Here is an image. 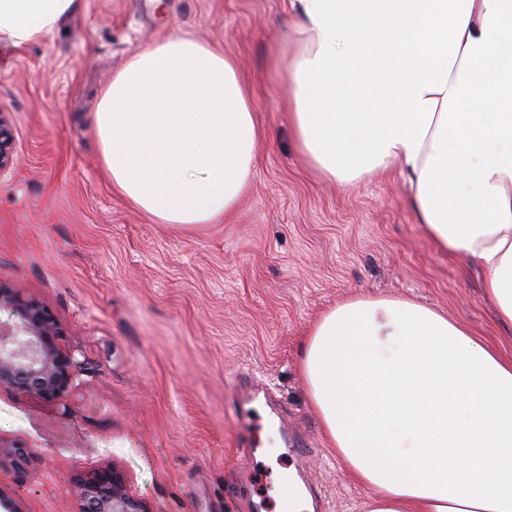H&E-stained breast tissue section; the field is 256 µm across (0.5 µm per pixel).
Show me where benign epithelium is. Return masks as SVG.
<instances>
[{
	"mask_svg": "<svg viewBox=\"0 0 512 512\" xmlns=\"http://www.w3.org/2000/svg\"><path fill=\"white\" fill-rule=\"evenodd\" d=\"M15 136L6 113H0V177L14 166ZM10 310L18 321L0 322V390L18 395L64 399L85 361L62 343L63 332L53 313L18 288L0 285V310ZM30 457L26 447L0 448V465L21 466ZM79 512H145L117 477L92 474L71 483Z\"/></svg>",
	"mask_w": 512,
	"mask_h": 512,
	"instance_id": "7a95c632",
	"label": "benign epithelium"
}]
</instances>
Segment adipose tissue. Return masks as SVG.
Listing matches in <instances>:
<instances>
[{
  "label": "adipose tissue",
  "instance_id": "1",
  "mask_svg": "<svg viewBox=\"0 0 512 512\" xmlns=\"http://www.w3.org/2000/svg\"><path fill=\"white\" fill-rule=\"evenodd\" d=\"M291 134L327 177L400 165L443 253L480 265L512 327V0H293ZM77 0H0V45ZM95 128L112 186L162 224L232 223L256 116L235 58L181 33L134 53ZM310 404L364 512H512V359L442 311L353 297L307 330Z\"/></svg>",
  "mask_w": 512,
  "mask_h": 512
}]
</instances>
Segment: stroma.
<instances>
[{"mask_svg":"<svg viewBox=\"0 0 512 512\" xmlns=\"http://www.w3.org/2000/svg\"><path fill=\"white\" fill-rule=\"evenodd\" d=\"M290 0H81L46 39L0 50V111L16 163L0 178V284L56 317L88 362L69 410L0 392V494L21 512H78L70 479L118 475L146 512H281L277 472L301 471L325 512H363L366 490L322 432L299 344L355 296L442 310L512 356V329L484 297L482 269L440 254L399 166L342 185L294 143L287 60L274 52ZM174 31L232 54L264 130L251 190L231 224H160L115 192L94 128L101 93L139 49ZM267 386L240 419L233 379Z\"/></svg>","mask_w":512,"mask_h":512,"instance_id":"stroma-1","label":"stroma"}]
</instances>
